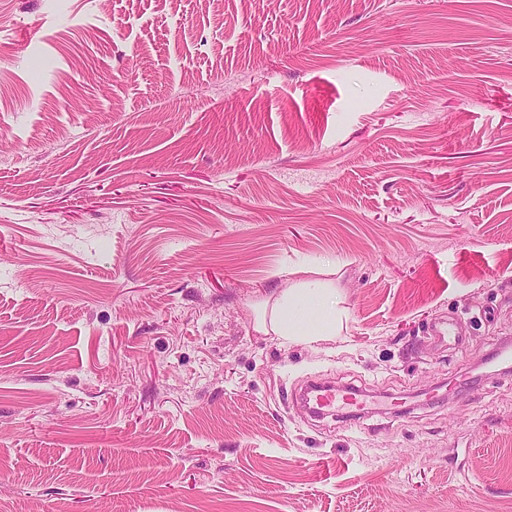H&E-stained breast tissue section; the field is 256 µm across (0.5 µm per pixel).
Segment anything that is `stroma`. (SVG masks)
<instances>
[{
	"mask_svg": "<svg viewBox=\"0 0 512 512\" xmlns=\"http://www.w3.org/2000/svg\"><path fill=\"white\" fill-rule=\"evenodd\" d=\"M505 342L512 0H0V512H512ZM336 304L335 288H327L318 280H298L274 299L268 323V304L258 310L256 329L272 332L287 342L332 336L341 324ZM375 398L354 387L335 388L333 385L311 382L303 395V402L310 412L325 415L339 407L363 411L376 405Z\"/></svg>",
	"mask_w": 512,
	"mask_h": 512,
	"instance_id": "obj_1",
	"label": "stroma"
}]
</instances>
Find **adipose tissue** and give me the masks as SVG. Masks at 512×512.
I'll use <instances>...</instances> for the list:
<instances>
[{
    "mask_svg": "<svg viewBox=\"0 0 512 512\" xmlns=\"http://www.w3.org/2000/svg\"><path fill=\"white\" fill-rule=\"evenodd\" d=\"M336 304V291L325 282L299 280L274 299L270 311H258L256 328L287 342L332 336L341 323Z\"/></svg>",
    "mask_w": 512,
    "mask_h": 512,
    "instance_id": "1",
    "label": "adipose tissue"
}]
</instances>
